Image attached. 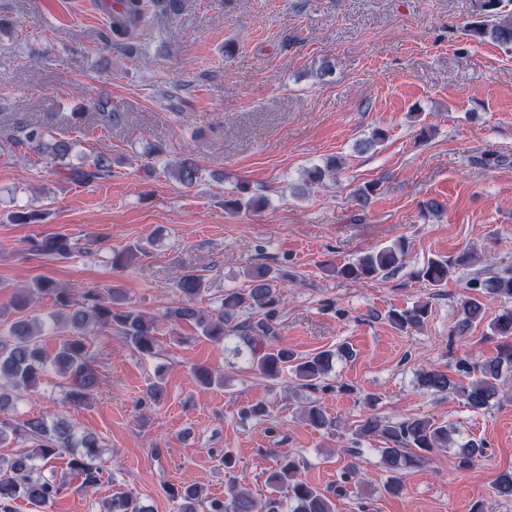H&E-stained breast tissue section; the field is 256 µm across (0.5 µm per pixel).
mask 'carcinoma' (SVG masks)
<instances>
[{
    "instance_id": "cac0c4a2",
    "label": "carcinoma",
    "mask_w": 512,
    "mask_h": 512,
    "mask_svg": "<svg viewBox=\"0 0 512 512\" xmlns=\"http://www.w3.org/2000/svg\"><path fill=\"white\" fill-rule=\"evenodd\" d=\"M120 9L112 12V47L122 48L133 39L138 28L150 12L175 17L185 8V0H117ZM477 18L466 26L468 35L478 41H491L502 46H512V11L506 10L505 0H476ZM97 120L105 125L122 121V113L112 110V102L99 98L89 104ZM22 141L47 155L51 160L64 162L73 148V142L58 138L38 125L22 130ZM165 173L185 188L195 184L200 168L197 163L184 158L164 167ZM112 176V158L97 155L86 167L71 170V178L82 182H98ZM262 199L249 194L245 184L239 187V196L225 201L233 211L257 209ZM93 242L81 243L67 235L56 234L31 241V251L54 259H68L75 253L86 252ZM405 243L398 241L391 246L374 250L334 268L336 276L353 283H361L381 274L402 267ZM469 262L466 254L453 258L431 259L418 268L414 275L433 288H443L448 278L459 266ZM248 287L224 292L218 308L205 311L196 306L195 298L202 291V278L189 271L176 283L182 303L167 309L163 317L169 322L191 323L206 340L222 344L235 337L250 350L252 366L268 380L280 378L289 369L304 386L313 390L332 369L335 355L347 357L351 349L342 345L337 351L324 350L307 356L282 345L270 348L264 341L274 336V324L282 305L283 294L276 284V277L269 268L254 266L245 271ZM475 294L461 300L462 318L454 331L466 333L471 324L485 312V300L512 299V276H490L470 283ZM40 298L52 301L51 311L42 319H32L28 308ZM122 289L115 285L90 288L74 295L55 280L41 278L15 293L10 322L0 324V446L24 439L30 447L9 459L0 460V471L9 477L0 479V512H13L18 500L37 505L53 502L66 489V483L44 474L51 460L63 453L73 474L83 478L86 487L102 481L98 466L99 443L91 435L76 436L72 425L63 417L49 422L42 417L19 419L15 417L18 394L37 387L43 375L55 371L60 377L58 387L63 399L72 406L84 404L98 389L101 371L89 347L95 333H115L141 356L159 354L157 336L158 317L148 316L140 310L121 306ZM251 312L243 319L241 315ZM429 316V307L418 303L411 307L394 309L389 313L391 324L401 331L420 328ZM68 333L60 336L58 348L50 355L44 347L46 336L59 327ZM491 335L503 339L495 355L480 361L461 358L457 371L475 376L464 385L447 373L425 370L419 375V386L434 394H452L475 412L489 408L499 399L500 380L512 371V308H503L489 324ZM304 415L318 430L337 427L321 405L312 400L305 407ZM359 435H378L386 439L381 449L384 466L394 476L385 490L398 495L403 490L401 475L417 465L426 455L438 448L448 447V426L431 418H409L389 422L377 416L367 417L359 428ZM298 465L294 458L283 455L275 470L267 478L268 486L277 490L288 486V504L291 512H334L331 499L317 487L298 479ZM178 503V512H260L253 496L235 482L224 490V497H208L197 485H186L172 492ZM105 512H150L139 498L123 491L112 495L105 504Z\"/></svg>"
}]
</instances>
